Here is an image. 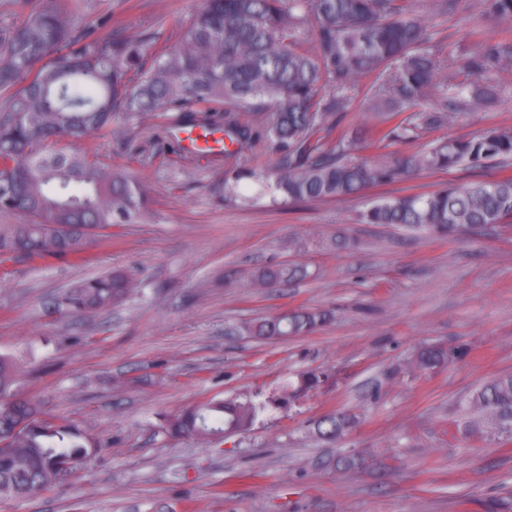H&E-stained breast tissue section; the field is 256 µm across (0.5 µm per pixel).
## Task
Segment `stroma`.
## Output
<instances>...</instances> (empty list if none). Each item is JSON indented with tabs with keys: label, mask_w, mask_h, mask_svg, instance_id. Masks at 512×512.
I'll return each instance as SVG.
<instances>
[{
	"label": "stroma",
	"mask_w": 512,
	"mask_h": 512,
	"mask_svg": "<svg viewBox=\"0 0 512 512\" xmlns=\"http://www.w3.org/2000/svg\"><path fill=\"white\" fill-rule=\"evenodd\" d=\"M81 2L93 38L106 41L117 19L151 29L160 51L202 0ZM484 7L459 0L448 15L423 16L457 52ZM493 82L496 105L405 151L512 125V72ZM124 126L135 150L108 135L83 148L151 184L154 220L91 236L80 259L0 256V354L20 366L19 391L108 446L51 490L0 501V512H484L512 496V439L466 430L462 411L476 388L512 372V224L439 239L356 221L376 198L512 176V166L429 172L344 203L249 206L213 192L234 160L175 145L177 113ZM272 260L312 276L252 290L251 271ZM115 269L135 275L134 294L101 312L66 310L70 288ZM296 307L333 318L305 336L239 331ZM428 345L448 358L416 371L413 356ZM307 370L326 373L321 387L247 432L203 444L165 431L184 407L265 394ZM330 413L355 419L333 442L314 430ZM348 455L359 460L349 471L339 463Z\"/></svg>",
	"instance_id": "35a3bbf8"
}]
</instances>
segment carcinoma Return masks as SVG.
I'll return each instance as SVG.
<instances>
[{
  "instance_id": "obj_1",
  "label": "carcinoma",
  "mask_w": 512,
  "mask_h": 512,
  "mask_svg": "<svg viewBox=\"0 0 512 512\" xmlns=\"http://www.w3.org/2000/svg\"><path fill=\"white\" fill-rule=\"evenodd\" d=\"M490 14L512 22V0H487ZM78 0H44L18 26L0 28V212L25 216L0 225V254L42 259L81 256L88 236L118 224L149 222L151 186L122 168L85 153L55 148L59 139L83 141L101 133L121 136L123 115L142 120L165 112L181 124L211 128L197 113L224 104V156L239 157L256 142L261 125L265 166L243 165L214 187L222 201L269 204L345 202L381 184L423 171H448L487 162L512 163V127L472 138H441L415 152L382 154L374 165L353 159L359 149L413 142L452 125L459 115L491 105L487 77L512 69V41L477 42L457 58H441L422 11L407 0H203L201 10L153 52V36L114 23L101 44L78 24ZM314 33L311 48L301 33ZM472 77L457 81V71ZM372 79L364 97L378 122L351 135L337 130L352 91ZM249 181L255 191L241 192ZM512 219V178L449 183L425 192L383 197L360 212L362 224H390L439 238ZM306 268L281 262L255 269L251 287L285 286ZM135 290L134 279L112 271L71 288L64 304L77 311L110 306ZM326 310L293 308L246 322L251 336L285 338L313 332ZM447 352L429 347L415 358L420 371L444 363ZM315 370L286 379L257 398L210 400L188 406L166 422L173 438L202 443L251 429L260 415L283 411L317 389ZM17 366L0 355V501L24 500L64 482L61 465L87 466L105 447L84 425L47 416L41 400L16 390ZM353 420L342 413L316 423L336 439ZM467 426L512 437V373L495 377L470 397Z\"/></svg>"
}]
</instances>
